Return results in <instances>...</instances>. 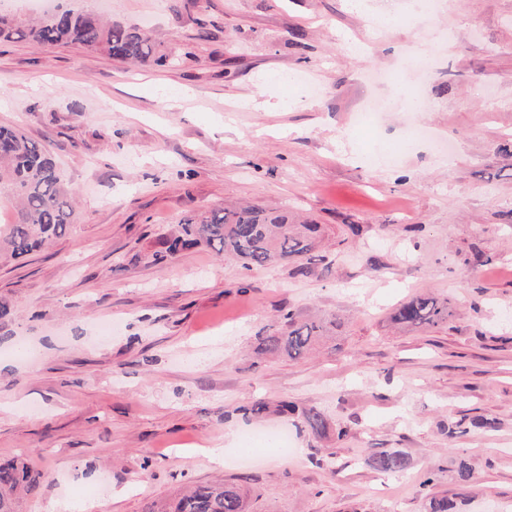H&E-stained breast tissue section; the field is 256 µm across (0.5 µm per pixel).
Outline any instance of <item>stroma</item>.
Returning a JSON list of instances; mask_svg holds the SVG:
<instances>
[{
  "instance_id": "obj_1",
  "label": "stroma",
  "mask_w": 512,
  "mask_h": 512,
  "mask_svg": "<svg viewBox=\"0 0 512 512\" xmlns=\"http://www.w3.org/2000/svg\"><path fill=\"white\" fill-rule=\"evenodd\" d=\"M420 2L60 0L152 18L167 65L0 45V125L78 192L70 234L0 257V463L45 474L21 512H145L220 480L249 512H424L426 469L454 497L462 462L457 512L512 505V0ZM378 10L402 19L366 27ZM428 47L426 77L387 81ZM239 204L320 224L306 272L164 259L180 218ZM417 293L447 298V323L392 322ZM288 308L338 316L335 336L258 355ZM258 399L349 433L273 415L296 445L276 454L243 415ZM202 446L261 459L213 469ZM382 448L406 469L374 470ZM277 411L281 414H287L295 418L296 425H300L313 436H322L328 430V420L322 410L317 407H299L293 403L282 402L272 409L271 405L265 401H254L250 407L244 409L246 417L260 418L270 412Z\"/></svg>"
}]
</instances>
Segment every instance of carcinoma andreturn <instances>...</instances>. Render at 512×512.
Wrapping results in <instances>:
<instances>
[{
    "label": "carcinoma",
    "instance_id": "1",
    "mask_svg": "<svg viewBox=\"0 0 512 512\" xmlns=\"http://www.w3.org/2000/svg\"><path fill=\"white\" fill-rule=\"evenodd\" d=\"M16 42L41 48L78 45L116 60L157 66L165 65L168 58L138 26L73 10L45 12L32 22L0 14V43ZM2 193L17 201L14 221L0 230V252L14 259L40 249L76 223L75 194L62 180L48 150L12 126H0ZM180 224V232L166 241L167 257L205 246L248 267L301 261L311 254L319 237L316 224H294L284 214L256 206L213 207L184 217ZM392 320L406 327L438 326L448 321V301L416 294L394 309ZM335 328L334 319L304 320L290 309L272 332L258 337V351L296 359ZM274 410L292 416L296 425L313 436L328 430L326 415L315 406L284 402L273 407L257 400L244 409V415L260 418ZM370 465L381 473H399L406 468L407 458L400 450H383L371 457ZM43 480L40 471L0 465V512H20L17 491L30 493ZM148 512H246V502L239 486L215 482L196 486L172 502L154 503Z\"/></svg>",
    "mask_w": 512,
    "mask_h": 512
}]
</instances>
